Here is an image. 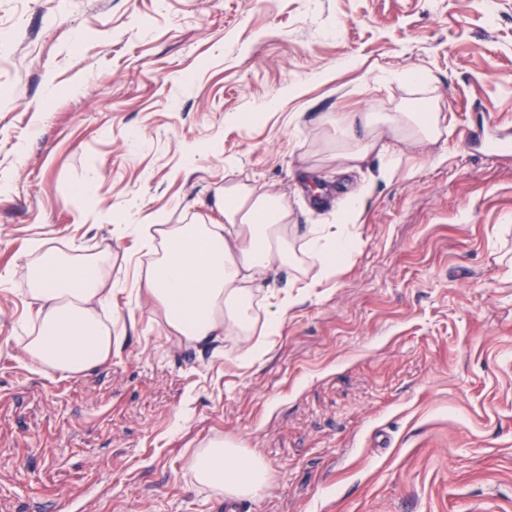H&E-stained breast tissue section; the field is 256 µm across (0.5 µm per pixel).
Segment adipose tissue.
I'll use <instances>...</instances> for the list:
<instances>
[{"label": "adipose tissue", "mask_w": 512, "mask_h": 512, "mask_svg": "<svg viewBox=\"0 0 512 512\" xmlns=\"http://www.w3.org/2000/svg\"><path fill=\"white\" fill-rule=\"evenodd\" d=\"M445 121L439 108L423 112L415 105L406 112L333 118L336 160L351 170L375 147L381 175L391 176L400 165L403 145L436 142ZM362 207V195H348L335 223L308 227L305 247L315 269L312 284L334 278L342 260L361 247L355 221ZM289 215L284 196L232 184L224 188L223 223L144 229L145 244L155 255L145 286L161 305L168 332L203 344L233 331L244 343L243 358L259 357L262 343L251 336L252 301L259 276L293 261ZM108 264L104 253L76 260L51 247L32 266L28 291L39 304L38 325L24 350L35 367L76 378L111 357L112 330L96 312L107 292ZM190 470L199 486L229 499L259 498L269 481L260 455L221 437L195 451Z\"/></svg>", "instance_id": "adipose-tissue-1"}]
</instances>
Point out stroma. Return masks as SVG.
<instances>
[{
  "instance_id": "stroma-1",
  "label": "stroma",
  "mask_w": 512,
  "mask_h": 512,
  "mask_svg": "<svg viewBox=\"0 0 512 512\" xmlns=\"http://www.w3.org/2000/svg\"><path fill=\"white\" fill-rule=\"evenodd\" d=\"M428 99L443 135L393 177L337 166L325 115ZM494 118L512 0H0V512H216V436L271 472L241 512H512V152L467 139ZM230 181L285 196L296 248L365 194L361 249L251 364L168 334L135 232L223 223ZM47 245L112 256L121 345L81 378L24 352ZM311 275H262L257 324Z\"/></svg>"
}]
</instances>
